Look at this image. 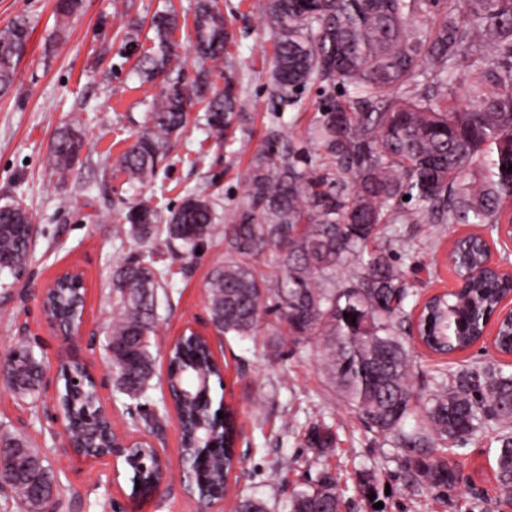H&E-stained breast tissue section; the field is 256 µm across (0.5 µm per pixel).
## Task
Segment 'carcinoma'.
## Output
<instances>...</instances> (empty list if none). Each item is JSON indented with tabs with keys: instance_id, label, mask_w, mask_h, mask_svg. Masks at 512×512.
Listing matches in <instances>:
<instances>
[{
	"instance_id": "obj_1",
	"label": "carcinoma",
	"mask_w": 512,
	"mask_h": 512,
	"mask_svg": "<svg viewBox=\"0 0 512 512\" xmlns=\"http://www.w3.org/2000/svg\"><path fill=\"white\" fill-rule=\"evenodd\" d=\"M264 27L274 41L270 70V126L254 150L246 202L224 225V262L206 280L210 323L219 336L257 334L262 315L273 312L296 345L322 341V363L366 428L407 452L412 483L446 496L459 473L433 458L480 434L490 423L502 428L494 448L495 480L512 492V373L503 368L439 371L422 419L409 351L401 330L411 321L412 293L406 270L390 250L370 243L388 236L411 250L398 224H481L499 232L512 203V0H265ZM148 27L152 46L136 68L160 85L143 117V130L114 160L127 182L150 184L166 158V142L182 132L190 108L202 105L206 125L219 136L244 118L247 105L232 80L218 88L213 72L224 66L228 32L220 0H196L193 51L199 70L183 81L178 16L155 13L150 22L131 19L126 42ZM32 30L23 19L0 28V93L13 86L28 53ZM321 91L319 114L306 137L281 130L282 107H296L309 87ZM82 134L73 122L57 128L50 162L63 178L79 159ZM409 200H403L404 196ZM215 198L189 192L164 215L155 207H131L115 227L150 247L165 237L192 254L213 235ZM32 217L17 202L0 205V267L26 263L33 243ZM466 261L448 266L457 276L477 272L463 294L430 299L419 315L420 338L436 354L467 350L494 316L505 288L486 265L487 242L460 241ZM276 253L282 274L267 277L256 263ZM165 274L144 258L125 261L112 277L115 299L104 345L117 391L140 400L154 377L159 290ZM76 292L60 287L46 301L67 319ZM497 349L512 352V322H499ZM220 379L207 341L187 336L169 354L168 378L175 405L190 425L204 421L217 446L199 463L195 496L207 498L224 483L235 457L234 411L212 408L211 392L193 402L179 396L191 370ZM44 365L26 344L0 363V375L16 395L38 399ZM75 443H102L94 389L73 397ZM325 421L308 423L305 447L318 454L333 447ZM131 487L150 486L157 476L152 456ZM0 474L11 476L20 512H38L58 487L39 450L15 436L0 437ZM365 499L380 489L371 474L356 485ZM346 489L325 472L288 501L287 512H342ZM235 512H269L265 501L244 496Z\"/></svg>"
}]
</instances>
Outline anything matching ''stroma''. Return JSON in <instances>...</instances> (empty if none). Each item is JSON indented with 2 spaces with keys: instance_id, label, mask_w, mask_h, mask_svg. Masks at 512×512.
<instances>
[{
  "instance_id": "stroma-1",
  "label": "stroma",
  "mask_w": 512,
  "mask_h": 512,
  "mask_svg": "<svg viewBox=\"0 0 512 512\" xmlns=\"http://www.w3.org/2000/svg\"><path fill=\"white\" fill-rule=\"evenodd\" d=\"M57 0H0V27L23 18L33 35L18 66L14 87L0 94V204L19 201L31 212L35 249L21 274L0 270V360L17 340L29 341L47 370L41 398L54 394L57 369L66 353L79 355L111 402L121 427L144 435L139 416L129 415L128 399L113 385L104 352V336L112 320V276L128 257L141 254L130 238L117 239L115 224L141 201L160 210L177 207L190 192H215L217 229L200 253L157 241L151 248L158 269L167 271L160 297L158 331L153 340L155 375L147 403L161 408L167 371V350L186 326L213 335L205 281L224 258L223 227L245 201V175L256 142L265 133L273 107L270 69L273 44L260 17L265 0H220L230 39L224 64L239 78L241 94L250 102L247 119L231 128L220 143L191 110L187 127L171 140L168 158L156 182L127 183L112 169L115 157L140 130L147 103L157 85L144 82L135 70L125 42L117 35L128 16L151 17L176 10L174 34L183 62L182 77L193 82L197 65L191 47L194 0H80L68 18L57 17ZM85 134V146L66 178L50 165L52 135L65 121ZM462 224H405L410 252L398 258L407 271L417 300L454 288L456 277L444 261L453 234L468 233ZM78 267L84 273L86 308L83 336L65 344L46 324L41 293L59 271ZM414 382L429 394L436 370L512 366V357L480 343L451 357L430 353L410 342ZM317 338L292 344L275 314H268L258 336L225 337L215 355L224 365L223 386L213 387V400L238 412L240 462L232 474L224 512H234L237 493L264 499L270 512H284L289 498L306 489L323 472L340 484H352L356 473L374 468L381 485L383 512H512V494L498 489L495 461L499 431L486 428L468 443L445 453L444 460L461 477L448 496L438 497L405 482L404 451L383 445L367 432L361 419L329 383L319 366ZM322 418L336 435V447L323 456L304 448L301 440L309 419ZM19 434L41 448L60 481L77 496L59 512H118L127 506L129 472L113 476L107 464L86 466L64 455L62 426L0 382V434Z\"/></svg>"
}]
</instances>
